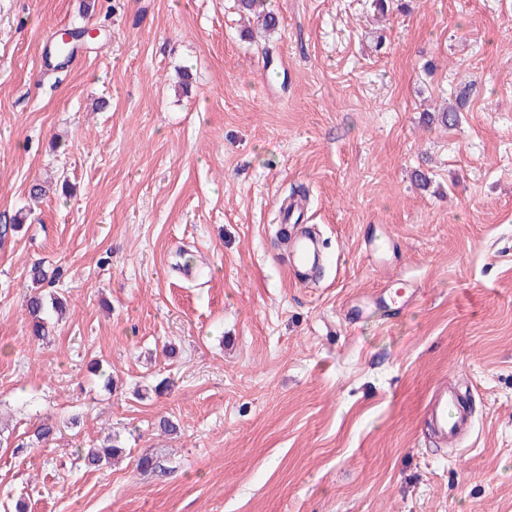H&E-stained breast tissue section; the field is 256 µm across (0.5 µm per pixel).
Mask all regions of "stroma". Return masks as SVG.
<instances>
[{
    "label": "stroma",
    "instance_id": "1",
    "mask_svg": "<svg viewBox=\"0 0 512 512\" xmlns=\"http://www.w3.org/2000/svg\"><path fill=\"white\" fill-rule=\"evenodd\" d=\"M266 7L269 35L235 0H0V512H512V0ZM467 103V92L465 89L460 90L455 95V102L448 103V107L443 108L437 113H428L424 120L427 124L439 123L447 126L456 124L458 121V114L465 107ZM292 270L298 281H308L323 262L319 241L314 232L299 231L292 239ZM48 279L47 271L41 266H33L28 273L31 283V293L27 296L26 310L31 318L32 334L38 340H44L49 335V327L46 318V305L40 286ZM34 288V289H33ZM432 432L448 442L464 434L471 424V409L457 388L443 387L432 395L426 410Z\"/></svg>",
    "mask_w": 512,
    "mask_h": 512
}]
</instances>
